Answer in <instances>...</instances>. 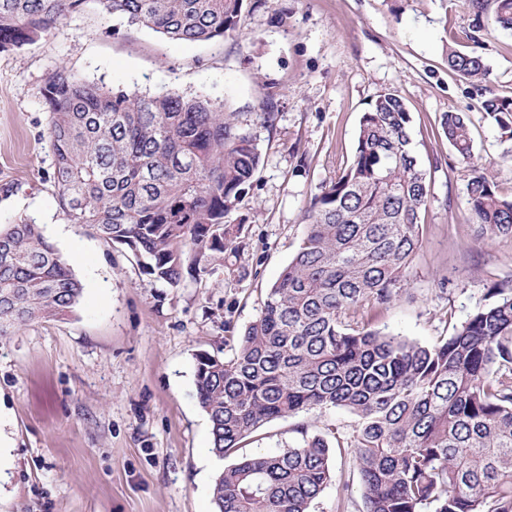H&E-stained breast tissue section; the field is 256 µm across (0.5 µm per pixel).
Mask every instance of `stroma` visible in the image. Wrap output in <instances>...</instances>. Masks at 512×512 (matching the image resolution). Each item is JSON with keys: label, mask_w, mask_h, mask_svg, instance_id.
<instances>
[{"label": "stroma", "mask_w": 512, "mask_h": 512, "mask_svg": "<svg viewBox=\"0 0 512 512\" xmlns=\"http://www.w3.org/2000/svg\"><path fill=\"white\" fill-rule=\"evenodd\" d=\"M460 0H252L236 34L173 43L102 12L95 0L33 43L0 52V225L26 217L83 286L63 320H35L0 338V512H215L217 476L237 457L274 454L309 434L350 435L341 408L276 418L217 457L195 389V356L240 335L305 234V206L351 159L359 120L396 92L412 116L414 151L431 176L423 247L408 294L369 314L370 327L423 343L450 335L487 290L512 280V236L479 243L466 203L471 163L512 196V139L486 119L487 92L512 97V31L485 37L487 87L451 72L447 49L470 29ZM108 88L203 94L237 113L262 165L249 205L241 274L224 269L169 286L122 248L59 208L42 89L58 69ZM270 102L273 124L260 105ZM470 120L472 160L438 134L440 117ZM344 503L327 487L310 512H365L350 456L336 454Z\"/></svg>", "instance_id": "1"}]
</instances>
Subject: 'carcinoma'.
Instances as JSON below:
<instances>
[{"mask_svg": "<svg viewBox=\"0 0 512 512\" xmlns=\"http://www.w3.org/2000/svg\"><path fill=\"white\" fill-rule=\"evenodd\" d=\"M88 0H0V51L33 42ZM172 42L237 31L245 0H94ZM472 46L448 49V67L489 82L480 32L512 30V0H463ZM59 206L105 242L126 248L145 274L173 287L222 266L239 271L245 228L226 217L246 206L262 150L236 113L204 95L114 92L66 69L43 88ZM486 118L512 138V98L489 94ZM412 117L392 91L362 114L352 158L305 208L307 230L233 354H196L195 386L218 456L265 423L342 408L354 433L335 437L359 472L367 512H512V282L433 344L365 325L409 289L423 243L430 180L412 154ZM440 127L463 159L469 120L445 112ZM466 201L483 237L512 235V198L472 166ZM79 281L40 225L0 226V337L36 319L69 316ZM275 454L244 457L213 487L216 512H309L336 484L332 447L306 428Z\"/></svg>", "mask_w": 512, "mask_h": 512, "instance_id": "1", "label": "carcinoma"}]
</instances>
